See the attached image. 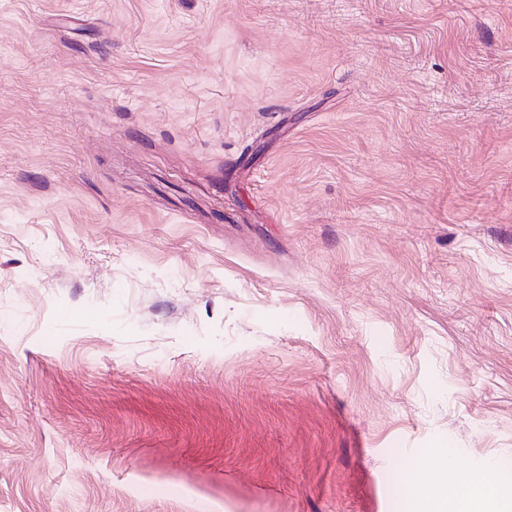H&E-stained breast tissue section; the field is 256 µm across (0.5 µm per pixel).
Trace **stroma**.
Here are the masks:
<instances>
[{
    "mask_svg": "<svg viewBox=\"0 0 512 512\" xmlns=\"http://www.w3.org/2000/svg\"><path fill=\"white\" fill-rule=\"evenodd\" d=\"M512 489V0H0V512Z\"/></svg>",
    "mask_w": 512,
    "mask_h": 512,
    "instance_id": "35a3bbf8",
    "label": "stroma"
}]
</instances>
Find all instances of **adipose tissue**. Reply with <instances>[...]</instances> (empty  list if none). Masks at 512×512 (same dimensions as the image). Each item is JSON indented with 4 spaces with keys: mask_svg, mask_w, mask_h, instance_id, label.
I'll return each instance as SVG.
<instances>
[{
    "mask_svg": "<svg viewBox=\"0 0 512 512\" xmlns=\"http://www.w3.org/2000/svg\"><path fill=\"white\" fill-rule=\"evenodd\" d=\"M406 485L411 502L430 503L434 512H512V496L476 472L444 483L421 480L413 469L407 475Z\"/></svg>",
    "mask_w": 512,
    "mask_h": 512,
    "instance_id": "obj_1",
    "label": "adipose tissue"
}]
</instances>
